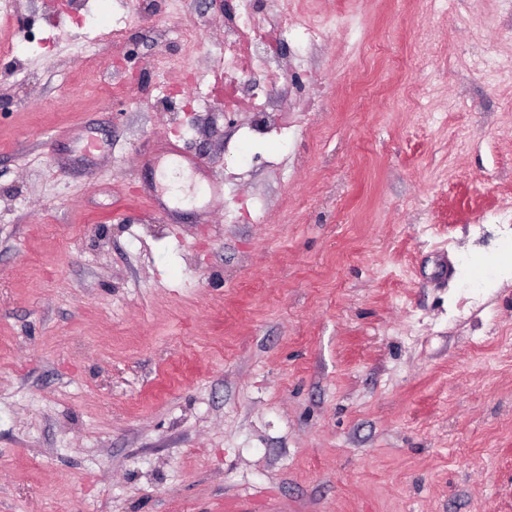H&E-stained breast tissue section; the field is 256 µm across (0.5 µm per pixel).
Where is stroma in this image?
<instances>
[{"label":"stroma","mask_w":512,"mask_h":512,"mask_svg":"<svg viewBox=\"0 0 512 512\" xmlns=\"http://www.w3.org/2000/svg\"><path fill=\"white\" fill-rule=\"evenodd\" d=\"M291 2L265 134L224 0L0 16V512H512V0Z\"/></svg>","instance_id":"stroma-1"}]
</instances>
